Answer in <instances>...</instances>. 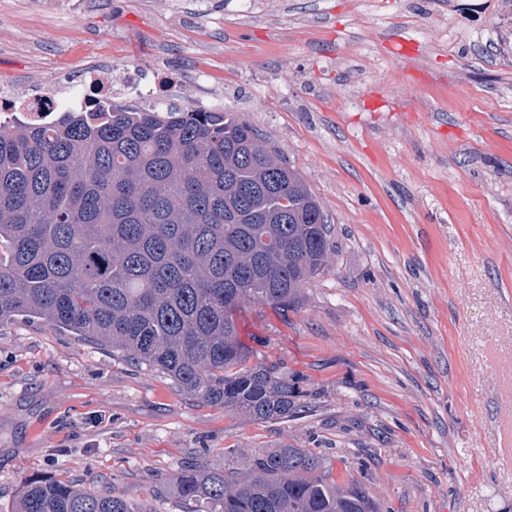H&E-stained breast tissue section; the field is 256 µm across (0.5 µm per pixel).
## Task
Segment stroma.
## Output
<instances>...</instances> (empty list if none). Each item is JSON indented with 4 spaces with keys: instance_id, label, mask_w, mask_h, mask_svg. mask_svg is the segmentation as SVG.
Masks as SVG:
<instances>
[{
    "instance_id": "1",
    "label": "stroma",
    "mask_w": 512,
    "mask_h": 512,
    "mask_svg": "<svg viewBox=\"0 0 512 512\" xmlns=\"http://www.w3.org/2000/svg\"><path fill=\"white\" fill-rule=\"evenodd\" d=\"M0 0V80L135 68L158 102L253 125L330 229L294 310L248 305L251 362L309 411L258 422L38 321L0 325V512L25 481L143 494L230 448L285 441L381 512H512V0ZM222 88L216 101L205 85Z\"/></svg>"
}]
</instances>
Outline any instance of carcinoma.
<instances>
[{
    "instance_id": "cac0c4a2",
    "label": "carcinoma",
    "mask_w": 512,
    "mask_h": 512,
    "mask_svg": "<svg viewBox=\"0 0 512 512\" xmlns=\"http://www.w3.org/2000/svg\"><path fill=\"white\" fill-rule=\"evenodd\" d=\"M329 226L300 174L231 112L111 106L0 123V325L63 329L261 422L309 407L277 362L250 363L235 316L288 309L327 266ZM168 481L183 512H379L327 460L282 442ZM13 512H148L124 490L25 481Z\"/></svg>"
}]
</instances>
